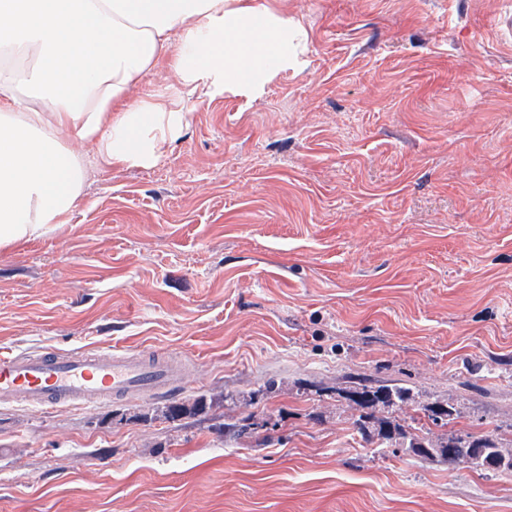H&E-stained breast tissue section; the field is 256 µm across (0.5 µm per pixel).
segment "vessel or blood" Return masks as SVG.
I'll return each instance as SVG.
<instances>
[{"label":"vessel or blood","instance_id":"vessel-or-blood-1","mask_svg":"<svg viewBox=\"0 0 512 512\" xmlns=\"http://www.w3.org/2000/svg\"><path fill=\"white\" fill-rule=\"evenodd\" d=\"M178 367L141 352L86 349L75 353L0 356V404L83 407L140 393L178 389Z\"/></svg>","mask_w":512,"mask_h":512}]
</instances>
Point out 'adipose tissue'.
Returning <instances> with one entry per match:
<instances>
[{
  "label": "adipose tissue",
  "instance_id": "obj_1",
  "mask_svg": "<svg viewBox=\"0 0 512 512\" xmlns=\"http://www.w3.org/2000/svg\"><path fill=\"white\" fill-rule=\"evenodd\" d=\"M305 36L268 0H0V248L52 235L89 166H154L185 101L302 68ZM164 63L175 94L132 100Z\"/></svg>",
  "mask_w": 512,
  "mask_h": 512
}]
</instances>
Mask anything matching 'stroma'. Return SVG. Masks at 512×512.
<instances>
[{
    "label": "stroma",
    "mask_w": 512,
    "mask_h": 512,
    "mask_svg": "<svg viewBox=\"0 0 512 512\" xmlns=\"http://www.w3.org/2000/svg\"><path fill=\"white\" fill-rule=\"evenodd\" d=\"M275 6L302 70L187 103L156 166L89 170L56 234L0 249V354L112 346L187 374L0 408V512H512L511 471L375 447L336 393L405 383L400 424L438 400L430 439L512 450V0Z\"/></svg>",
    "instance_id": "stroma-1"
}]
</instances>
